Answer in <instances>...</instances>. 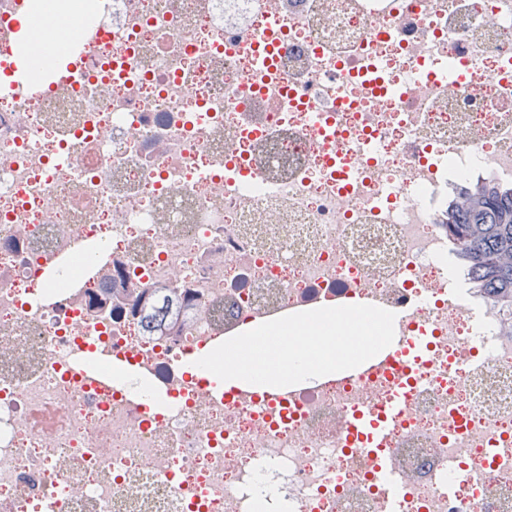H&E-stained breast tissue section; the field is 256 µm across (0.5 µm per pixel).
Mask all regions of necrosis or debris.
<instances>
[{
  "mask_svg": "<svg viewBox=\"0 0 512 512\" xmlns=\"http://www.w3.org/2000/svg\"><path fill=\"white\" fill-rule=\"evenodd\" d=\"M36 7L0 0V75ZM63 26L79 79L0 97V512H390L344 424L390 402L392 370L276 399L190 369L223 328L362 293L433 336L384 445L399 512H512V335L430 220L476 177L512 185V0H91ZM431 60L463 80L404 94ZM158 288L178 332L142 329ZM88 346L173 405L72 374Z\"/></svg>",
  "mask_w": 512,
  "mask_h": 512,
  "instance_id": "4bbe7bcc",
  "label": "necrosis or debris"
}]
</instances>
